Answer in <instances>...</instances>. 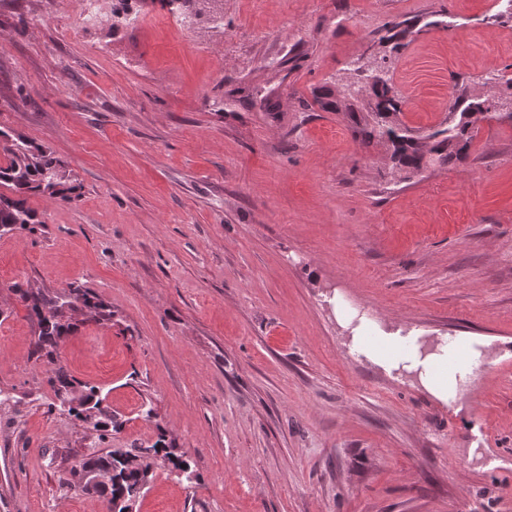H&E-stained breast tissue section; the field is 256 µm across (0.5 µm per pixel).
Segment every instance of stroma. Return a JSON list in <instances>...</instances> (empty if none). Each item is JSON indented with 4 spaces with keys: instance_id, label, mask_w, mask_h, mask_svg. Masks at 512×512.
Wrapping results in <instances>:
<instances>
[{
    "instance_id": "stroma-1",
    "label": "stroma",
    "mask_w": 512,
    "mask_h": 512,
    "mask_svg": "<svg viewBox=\"0 0 512 512\" xmlns=\"http://www.w3.org/2000/svg\"><path fill=\"white\" fill-rule=\"evenodd\" d=\"M81 0H0V129L48 146L71 202L0 237V512H102L89 452H183L136 512H512V122L407 176L314 92L386 58L400 119L428 133L459 85L512 78L497 0H222L187 25L69 30ZM421 32L393 49L385 26ZM448 29L434 28V21ZM81 285L112 310L32 353L11 286ZM462 340L490 370L454 403L372 348ZM61 367L97 387L105 439L55 408Z\"/></svg>"
}]
</instances>
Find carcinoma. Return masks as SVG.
I'll list each match as a JSON object with an SVG mask.
<instances>
[{
  "label": "carcinoma",
  "instance_id": "obj_1",
  "mask_svg": "<svg viewBox=\"0 0 512 512\" xmlns=\"http://www.w3.org/2000/svg\"><path fill=\"white\" fill-rule=\"evenodd\" d=\"M170 12L185 20L200 18L206 5H216L220 0H160ZM202 7H196V4ZM386 35L380 40L401 47V41L418 32L417 21L404 19L389 23ZM389 68L378 71L371 67L358 66L353 69L354 80L336 91L329 86L316 90L315 98L327 111L345 110L354 117L362 143L369 145L378 140L391 150V159L400 171L414 172L437 163L444 166L454 160L464 158L474 138L477 125L488 119L512 122L511 112H493L487 100L472 96L462 88L448 106L453 120L446 121L430 132L420 135L397 118L401 112V100L394 91L389 78ZM0 237L16 230L35 229L43 223L36 210L28 205L32 195H42L60 202L72 200L76 190L74 178L64 162L48 147L28 139L22 134L0 130ZM14 294L24 302L29 315L36 325L34 353L54 363V355L59 343L73 335L77 329L76 319L63 322L55 312L60 304H77L85 320L95 323L112 321V310L91 289L77 286L64 293L49 294L39 288L26 287L21 283L11 286ZM55 395L61 401H68L67 413L79 418L84 407L96 410L92 429L104 439L113 427L117 426L112 411L102 405L95 387L81 391L75 398L77 388L62 370L55 371L51 379ZM149 454L142 455V448H129L125 451H111L105 455L91 453L79 462L75 469L78 479L88 467H109L113 475L107 488L81 485V489L96 494L102 499L106 512H112L111 504L117 499H132L140 496L144 483L152 476L154 461L167 463L179 478L192 481L197 478L190 460L165 442L161 436L148 448Z\"/></svg>",
  "mask_w": 512,
  "mask_h": 512
}]
</instances>
